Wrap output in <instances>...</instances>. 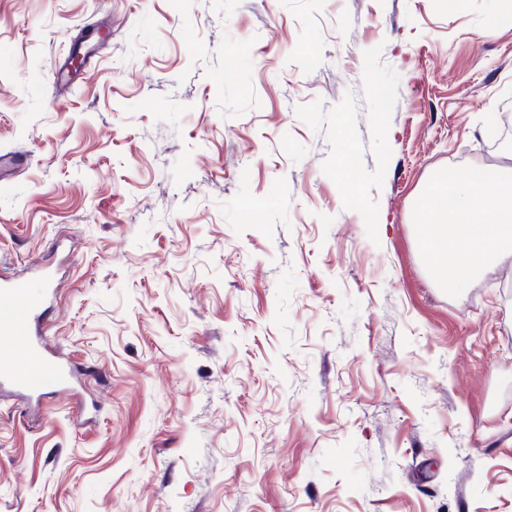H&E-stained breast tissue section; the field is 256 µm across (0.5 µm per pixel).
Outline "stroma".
I'll return each mask as SVG.
<instances>
[{"label":"stroma","mask_w":512,"mask_h":512,"mask_svg":"<svg viewBox=\"0 0 512 512\" xmlns=\"http://www.w3.org/2000/svg\"><path fill=\"white\" fill-rule=\"evenodd\" d=\"M507 125L502 0H0V275L86 373L0 389V512H512V260L412 219Z\"/></svg>","instance_id":"1"}]
</instances>
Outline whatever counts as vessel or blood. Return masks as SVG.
<instances>
[{
  "instance_id": "vessel-or-blood-1",
  "label": "vessel or blood",
  "mask_w": 512,
  "mask_h": 512,
  "mask_svg": "<svg viewBox=\"0 0 512 512\" xmlns=\"http://www.w3.org/2000/svg\"><path fill=\"white\" fill-rule=\"evenodd\" d=\"M54 284L55 274L46 268L30 279H0V386L32 394L48 386L75 390L70 369L49 354L40 323Z\"/></svg>"
}]
</instances>
